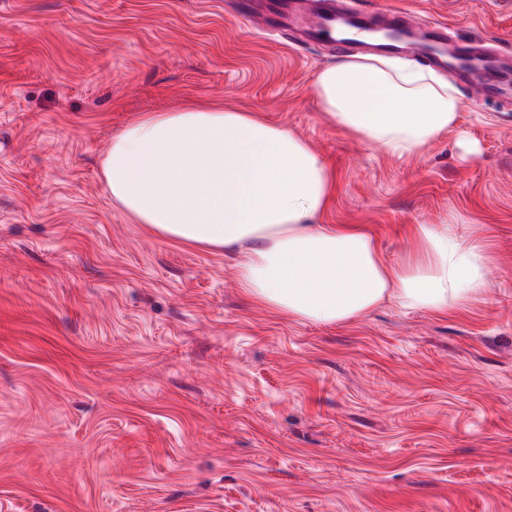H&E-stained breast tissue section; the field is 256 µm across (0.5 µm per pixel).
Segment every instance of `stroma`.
<instances>
[{
	"label": "stroma",
	"instance_id": "stroma-1",
	"mask_svg": "<svg viewBox=\"0 0 512 512\" xmlns=\"http://www.w3.org/2000/svg\"><path fill=\"white\" fill-rule=\"evenodd\" d=\"M233 2L0 0V512H512V104L458 86L447 136L381 152L319 108L325 45ZM359 2L512 64V0ZM197 101L300 138L334 177L323 222L387 263L415 224L486 241L491 288L343 325L251 303L104 182L113 135ZM245 15L246 16L253 15V19L256 23L262 24L271 33H277V34H280L283 36L286 35L285 32L287 31L289 25H292L289 23V21L294 24H297L296 21L290 20L289 16L286 14L280 15V17H278L277 19H274V18H271V17L267 16L266 14H263L260 12L255 13V8H253L252 6H249L247 8V10L245 11ZM273 24H275L277 26H275Z\"/></svg>",
	"mask_w": 512,
	"mask_h": 512
}]
</instances>
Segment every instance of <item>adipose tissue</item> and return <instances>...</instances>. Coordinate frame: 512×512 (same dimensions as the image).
I'll list each match as a JSON object with an SVG mask.
<instances>
[{
    "instance_id": "1",
    "label": "adipose tissue",
    "mask_w": 512,
    "mask_h": 512,
    "mask_svg": "<svg viewBox=\"0 0 512 512\" xmlns=\"http://www.w3.org/2000/svg\"><path fill=\"white\" fill-rule=\"evenodd\" d=\"M319 107L376 149L412 154L456 126L448 79L383 55H351L315 78ZM112 199L158 235L237 251L250 301L325 325L393 302L445 314L491 283L483 243L454 224H416L412 250L386 263L355 224H325L334 193L325 162L286 129L247 112L202 105L127 124L102 162Z\"/></svg>"
}]
</instances>
